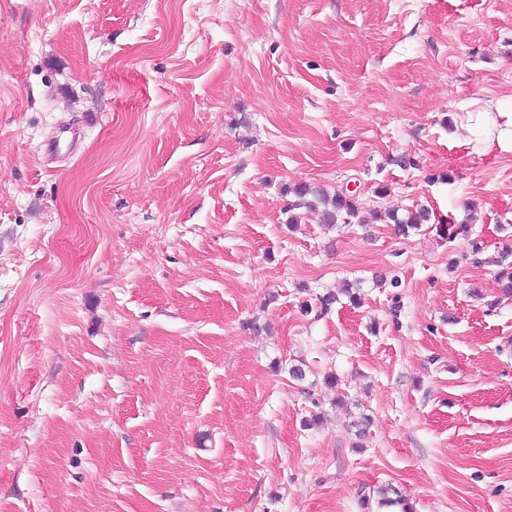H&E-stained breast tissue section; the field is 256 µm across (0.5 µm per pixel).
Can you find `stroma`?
Segmentation results:
<instances>
[{
  "label": "stroma",
  "mask_w": 512,
  "mask_h": 512,
  "mask_svg": "<svg viewBox=\"0 0 512 512\" xmlns=\"http://www.w3.org/2000/svg\"><path fill=\"white\" fill-rule=\"evenodd\" d=\"M475 99L512 104V0H0V512H512ZM302 182L471 234L292 229Z\"/></svg>",
  "instance_id": "1"
}]
</instances>
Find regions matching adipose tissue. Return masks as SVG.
<instances>
[{
	"instance_id": "adipose-tissue-1",
	"label": "adipose tissue",
	"mask_w": 512,
	"mask_h": 512,
	"mask_svg": "<svg viewBox=\"0 0 512 512\" xmlns=\"http://www.w3.org/2000/svg\"><path fill=\"white\" fill-rule=\"evenodd\" d=\"M461 145L478 146L485 154L512 153V107L487 100L473 101L461 123Z\"/></svg>"
}]
</instances>
